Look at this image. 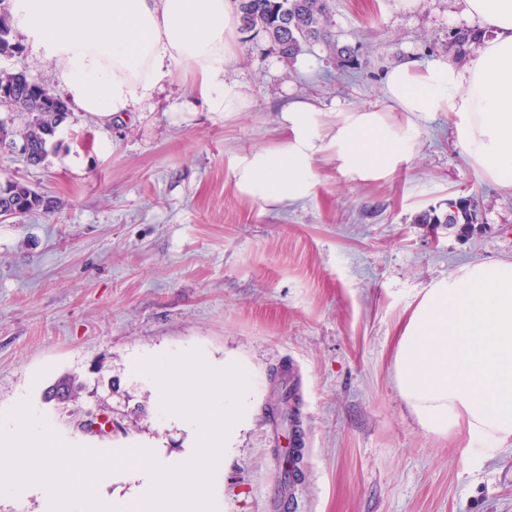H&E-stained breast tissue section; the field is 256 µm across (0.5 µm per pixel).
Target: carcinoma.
Segmentation results:
<instances>
[{"instance_id":"carcinoma-1","label":"carcinoma","mask_w":512,"mask_h":512,"mask_svg":"<svg viewBox=\"0 0 512 512\" xmlns=\"http://www.w3.org/2000/svg\"><path fill=\"white\" fill-rule=\"evenodd\" d=\"M241 30L264 37L276 46L282 57L291 59L305 47L322 44L331 53L344 54L348 48L340 47L334 39L332 0H239ZM19 49L11 40L10 10L0 0V55H9ZM7 91L10 107L27 115L28 120L20 133L9 129L0 120V147L7 144L8 136H20L31 150V164L38 165L46 157L47 144L55 135L68 109L58 108L54 95L42 84L33 82L25 74L0 71V90ZM9 199L24 215L48 207V201L28 184L8 178L0 181V201ZM419 224H475L477 212L471 200L461 201L451 215H439L433 210L416 217ZM80 388L70 379L59 380L51 395L59 400L76 401Z\"/></svg>"}]
</instances>
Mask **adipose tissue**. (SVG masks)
Wrapping results in <instances>:
<instances>
[{
  "instance_id": "1",
  "label": "adipose tissue",
  "mask_w": 512,
  "mask_h": 512,
  "mask_svg": "<svg viewBox=\"0 0 512 512\" xmlns=\"http://www.w3.org/2000/svg\"><path fill=\"white\" fill-rule=\"evenodd\" d=\"M481 25L466 65L407 59L384 79L383 104L329 110L291 100L279 143L233 158L237 191L269 208L310 198L317 164L352 181L393 176L415 153L421 120L445 113L487 179L512 187V0H464ZM11 24L75 112L107 123L151 103L182 69L208 112L246 111L227 69L240 18L232 0H13ZM398 392L428 433H465L491 454L512 444V261L474 263L425 288L397 341Z\"/></svg>"
}]
</instances>
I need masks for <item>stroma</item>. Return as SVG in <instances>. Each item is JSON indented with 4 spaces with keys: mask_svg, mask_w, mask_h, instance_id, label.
Instances as JSON below:
<instances>
[{
    "mask_svg": "<svg viewBox=\"0 0 512 512\" xmlns=\"http://www.w3.org/2000/svg\"><path fill=\"white\" fill-rule=\"evenodd\" d=\"M333 20L350 56L315 45L286 60L240 38L227 75L243 84L248 111L191 104L193 79L177 72L111 123L68 112L40 165L0 150V180L54 203L0 222V410L28 394L77 447L178 456L187 433L157 419L133 364L197 350L245 366L252 387L253 414L213 479L216 512H272L297 436L305 462L287 512H512V446L481 455L464 435L427 433L393 371L423 288L470 262L512 261V188L470 166L440 115L422 122L414 157L391 179L351 182L330 160L302 202L271 209L234 189L232 159L276 144L288 100L379 105L391 66L478 49L463 0H334ZM0 70L57 89L52 65L21 45ZM186 102L190 119L174 122ZM452 197L472 200L477 223H416ZM64 376L80 386L78 402L48 398ZM289 385L294 427L277 411ZM90 413L108 417L111 433L87 431Z\"/></svg>",
    "mask_w": 512,
    "mask_h": 512,
    "instance_id": "stroma-1",
    "label": "stroma"
}]
</instances>
